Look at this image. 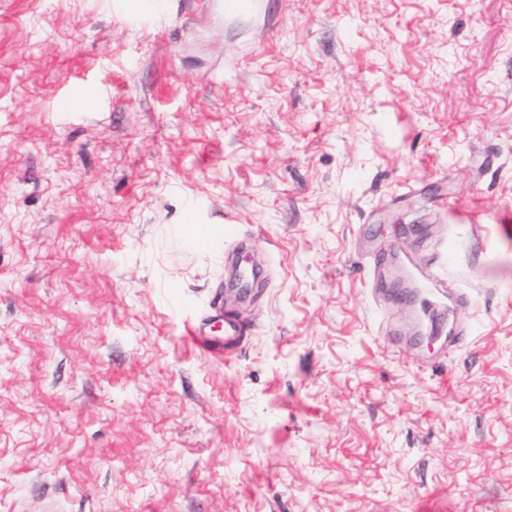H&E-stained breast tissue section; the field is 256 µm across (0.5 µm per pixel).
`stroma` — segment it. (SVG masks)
<instances>
[{"mask_svg": "<svg viewBox=\"0 0 512 512\" xmlns=\"http://www.w3.org/2000/svg\"><path fill=\"white\" fill-rule=\"evenodd\" d=\"M143 3L0 0V512H512V0ZM221 318L220 332L224 336L214 334L213 327L208 320H201L194 324L190 330V336L202 347L212 353L221 355L230 354L240 341L243 331L242 324L231 314L219 313Z\"/></svg>", "mask_w": 512, "mask_h": 512, "instance_id": "1", "label": "stroma"}]
</instances>
